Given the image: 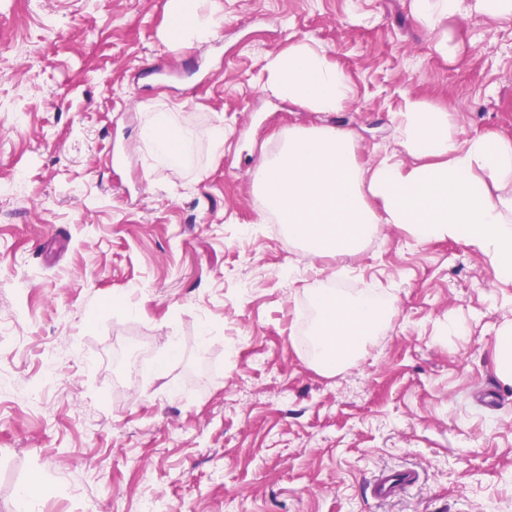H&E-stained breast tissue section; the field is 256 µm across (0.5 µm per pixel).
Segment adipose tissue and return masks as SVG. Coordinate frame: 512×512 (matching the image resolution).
Here are the masks:
<instances>
[{"label": "adipose tissue", "instance_id": "obj_1", "mask_svg": "<svg viewBox=\"0 0 512 512\" xmlns=\"http://www.w3.org/2000/svg\"><path fill=\"white\" fill-rule=\"evenodd\" d=\"M177 34L162 41L205 42L221 28V8L201 12L199 0H168ZM264 87L274 96L316 112L342 108L349 93L345 73L306 42L269 56ZM405 165L387 160L359 164L351 138L333 127L292 131L276 154L264 157L255 188L265 215L287 225L288 236L315 257L356 253L377 225L397 224L420 241L463 243L488 262L498 283L512 285V139L477 135L458 140L447 111L413 100L395 113ZM144 134L174 167L192 136L171 113L148 114ZM312 363L337 371L372 341L386 311L373 292L351 299L328 288L315 298Z\"/></svg>", "mask_w": 512, "mask_h": 512}]
</instances>
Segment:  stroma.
Here are the masks:
<instances>
[{"mask_svg":"<svg viewBox=\"0 0 512 512\" xmlns=\"http://www.w3.org/2000/svg\"><path fill=\"white\" fill-rule=\"evenodd\" d=\"M222 3L213 39L171 46L166 0H0V512L33 481L34 512H512V386L493 364L512 287L394 224L312 257L254 188L295 127L408 162L391 115L411 99L458 140L512 139V17ZM299 41L347 74L341 111L263 90L267 57ZM156 111L223 126V149L197 140L169 165L142 135ZM325 288L392 310L333 376L294 348ZM404 466L416 486L371 497ZM420 473L413 468H391L381 472L370 486V494L376 500H386L414 487Z\"/></svg>","mask_w":512,"mask_h":512,"instance_id":"1","label":"stroma"}]
</instances>
